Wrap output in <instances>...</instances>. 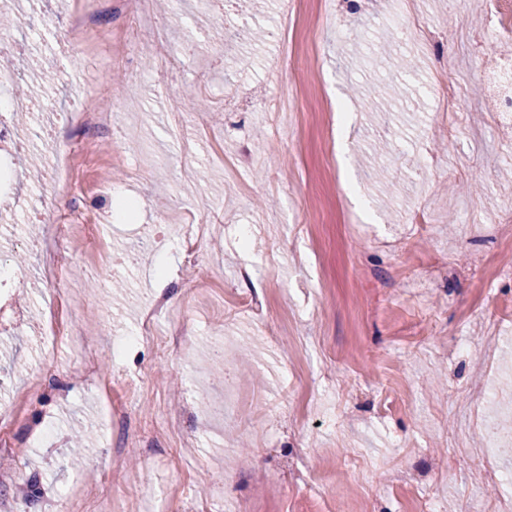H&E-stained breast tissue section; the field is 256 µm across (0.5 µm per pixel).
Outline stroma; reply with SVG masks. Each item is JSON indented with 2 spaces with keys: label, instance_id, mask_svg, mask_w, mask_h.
<instances>
[{
  "label": "stroma",
  "instance_id": "stroma-1",
  "mask_svg": "<svg viewBox=\"0 0 512 512\" xmlns=\"http://www.w3.org/2000/svg\"><path fill=\"white\" fill-rule=\"evenodd\" d=\"M5 2L40 68L5 49L0 68L40 108L13 125L17 184L0 191V267L24 272L0 307V512H496L512 456L493 481L455 450L483 446L512 404V237L495 231L512 213V121L484 78L512 32L458 50L488 26L479 0H153L174 61L111 68L66 41L73 0ZM401 17L435 31L446 79L471 76L453 122L437 50ZM295 59L318 77L281 118ZM94 85L122 102L129 149L98 135L80 194L119 263L76 251L49 282L25 212H66L49 131ZM166 89L186 96L182 124ZM214 210L187 259L181 223ZM254 294L267 323L241 310ZM62 295L77 322L52 344ZM159 303L188 352L132 344Z\"/></svg>",
  "mask_w": 512,
  "mask_h": 512
}]
</instances>
